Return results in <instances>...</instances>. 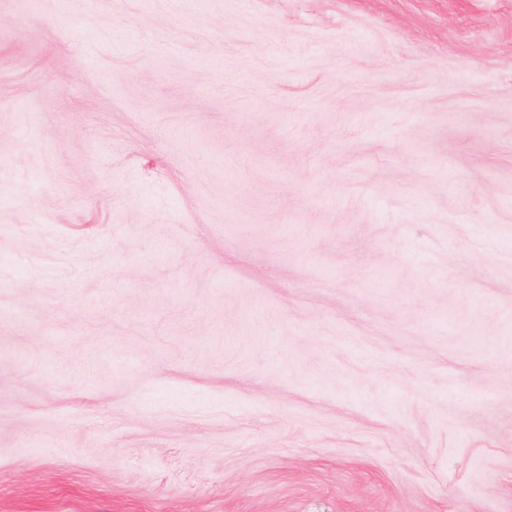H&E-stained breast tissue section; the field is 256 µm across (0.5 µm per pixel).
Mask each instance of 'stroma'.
Wrapping results in <instances>:
<instances>
[{"instance_id": "35a3bbf8", "label": "stroma", "mask_w": 512, "mask_h": 512, "mask_svg": "<svg viewBox=\"0 0 512 512\" xmlns=\"http://www.w3.org/2000/svg\"><path fill=\"white\" fill-rule=\"evenodd\" d=\"M0 512H512V0H0Z\"/></svg>"}]
</instances>
